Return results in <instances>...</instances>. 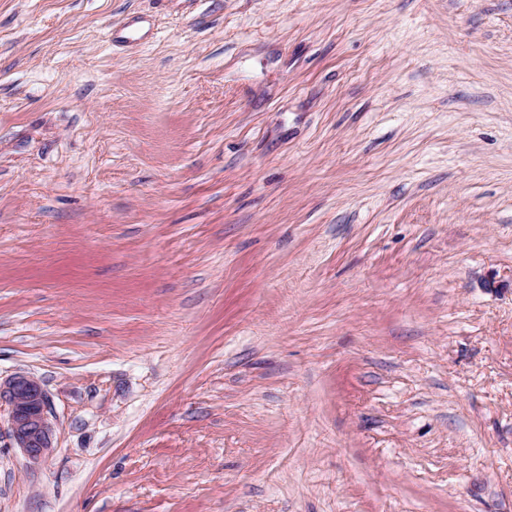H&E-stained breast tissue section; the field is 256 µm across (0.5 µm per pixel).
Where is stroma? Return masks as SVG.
Listing matches in <instances>:
<instances>
[{"mask_svg":"<svg viewBox=\"0 0 512 512\" xmlns=\"http://www.w3.org/2000/svg\"><path fill=\"white\" fill-rule=\"evenodd\" d=\"M0 512H512V0H0ZM8 406V436L30 466H38L56 448L49 398L41 382L26 373L0 380V406Z\"/></svg>","mask_w":512,"mask_h":512,"instance_id":"obj_1","label":"stroma"}]
</instances>
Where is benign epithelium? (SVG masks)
I'll list each match as a JSON object with an SVG mask.
<instances>
[{
    "label": "benign epithelium",
    "instance_id": "7a95c632",
    "mask_svg": "<svg viewBox=\"0 0 512 512\" xmlns=\"http://www.w3.org/2000/svg\"><path fill=\"white\" fill-rule=\"evenodd\" d=\"M8 406V436L29 465L45 462L55 450L49 398L41 382L26 373L0 381V405Z\"/></svg>",
    "mask_w": 512,
    "mask_h": 512
}]
</instances>
